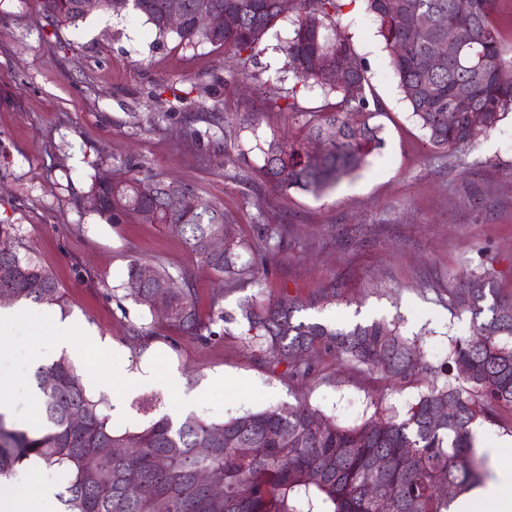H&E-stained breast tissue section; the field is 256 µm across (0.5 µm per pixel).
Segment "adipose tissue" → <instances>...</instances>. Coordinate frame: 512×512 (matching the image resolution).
Instances as JSON below:
<instances>
[{"mask_svg": "<svg viewBox=\"0 0 512 512\" xmlns=\"http://www.w3.org/2000/svg\"><path fill=\"white\" fill-rule=\"evenodd\" d=\"M24 317L23 309H0V413L13 409L11 393L16 377L8 365L15 361L17 352L9 334ZM487 453L495 465L494 479L456 498L448 512H491L497 503L512 498V461L501 458L494 445ZM41 468L39 461L31 460L9 478L0 479V512H56L51 488L37 479Z\"/></svg>", "mask_w": 512, "mask_h": 512, "instance_id": "obj_1", "label": "adipose tissue"}]
</instances>
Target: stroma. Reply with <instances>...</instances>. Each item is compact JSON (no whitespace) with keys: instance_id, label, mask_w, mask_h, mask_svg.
I'll list each match as a JSON object with an SVG mask.
<instances>
[{"instance_id":"35a3bbf8","label":"stroma","mask_w":512,"mask_h":512,"mask_svg":"<svg viewBox=\"0 0 512 512\" xmlns=\"http://www.w3.org/2000/svg\"><path fill=\"white\" fill-rule=\"evenodd\" d=\"M291 20L284 14L256 62L244 65L205 41L156 37L130 10L59 25L40 0H0V223L16 225L24 252L66 291L65 319L90 330L76 365L86 387L114 363L155 372V383L120 381L106 390L123 411L111 421L115 430L165 414L219 422L300 401L354 426L404 411L431 383L424 374L396 387L325 353L311 379L292 376L245 346L240 306L256 293L288 298L299 321L347 328L396 321L433 366L477 325L470 312L450 307L460 272L512 297V118L464 153L430 147L362 0H348L341 26L368 64L383 148L317 196L263 178L255 138L302 139L300 113L324 102L319 87L288 72ZM155 112L165 120L151 123ZM129 159L223 205L247 244L242 262L277 243L261 284L214 275L161 225L109 224L93 212L86 195L95 174L126 176ZM135 259L186 278L201 315L221 296L230 321L214 324L206 344L139 342L133 330L150 318L125 295ZM23 307L28 316L12 335L19 353L49 348L50 307ZM220 373L223 383H214Z\"/></svg>"}]
</instances>
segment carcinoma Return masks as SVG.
<instances>
[{"mask_svg":"<svg viewBox=\"0 0 512 512\" xmlns=\"http://www.w3.org/2000/svg\"><path fill=\"white\" fill-rule=\"evenodd\" d=\"M80 0H41L56 23L85 17ZM184 24L165 23L170 0H129L156 34L174 32L219 44L235 55L261 53L265 34L281 17L279 0H214L218 27H196L195 0H179ZM391 51L402 99L430 146L462 153L512 114V46H505L493 23L496 0H401L399 13L390 0H364ZM344 0H293L292 36L284 52L288 72L322 90L325 103L301 112L305 139L262 140L260 172L275 186L319 195L358 170L384 145L378 112L370 101L366 62L339 28ZM239 18L235 30L224 28V13ZM319 13L318 27L307 21ZM426 15L436 31L450 23L468 28L471 46L434 73L427 70L428 37L409 32L408 21ZM351 58L354 69L345 87L313 67L329 54ZM193 188L157 174L129 167V176L114 181L98 173L87 193L92 211L108 224H162L179 235L200 263L232 280L259 283L277 245L260 261L239 263L238 252L214 253L210 240H235L232 216L217 204H196ZM17 228L0 224V293L12 301H31L66 310L67 297L54 274L21 252ZM142 288L130 289L134 303L147 309L150 324L136 330L147 343L159 330H178L205 343L216 336L211 325L227 320L218 298L203 320L194 289L161 265ZM165 294L166 312L157 313L150 298ZM452 303L486 315L469 336L452 341L448 361L437 369L422 360L415 345L394 321L378 320L350 328L297 321L298 308L286 299L253 295L241 306L247 323L246 345L284 365L294 376L313 373L320 353L336 361L375 371L394 385L416 381L426 373L443 375L421 392L402 415L374 414L357 427L342 426L305 402L250 411L223 422L206 423L188 415L175 421L165 415L137 430L116 431L103 395L90 392L71 361L61 356L35 371L39 394L36 421L27 429L6 423L0 414V477L16 466L39 459L62 471L67 484L57 493L63 512H448L449 499L439 486L460 493L483 478L484 460L471 443L472 425L512 411V300L472 273ZM439 403H452L451 419L433 426L428 415ZM78 413L83 423L71 416ZM114 448H123L117 455ZM224 483L214 495L212 484Z\"/></svg>","mask_w":512,"mask_h":512,"instance_id":"cac0c4a2","label":"carcinoma"}]
</instances>
